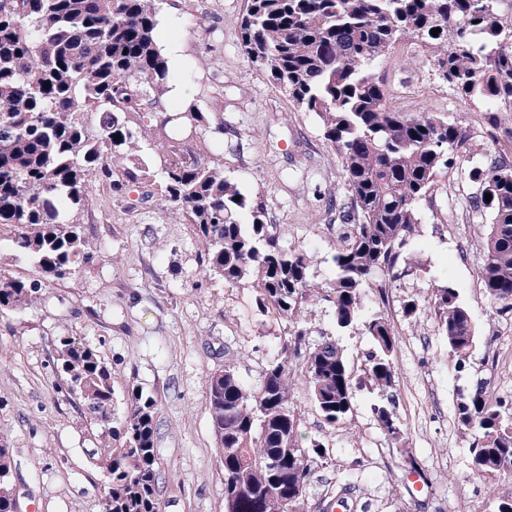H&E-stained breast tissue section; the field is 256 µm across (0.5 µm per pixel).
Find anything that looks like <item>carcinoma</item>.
I'll return each instance as SVG.
<instances>
[{
  "label": "carcinoma",
  "instance_id": "1",
  "mask_svg": "<svg viewBox=\"0 0 512 512\" xmlns=\"http://www.w3.org/2000/svg\"><path fill=\"white\" fill-rule=\"evenodd\" d=\"M440 29L437 35L431 30ZM415 38L461 99L494 103L489 124L512 118V0H246L240 38L251 63L297 109L323 121L350 197L351 231L333 255L326 285L311 275L306 251L283 247L248 199L200 146L172 125L201 129L194 105L155 112L152 95L170 77L159 53L156 0H0V227L36 260L46 278L64 280L93 258L83 227L59 221V210L83 209L90 182L155 186L194 225L206 268L224 282H247L257 306L289 324L288 340L248 388L236 365L208 379V406L224 467L226 512H305L313 466L323 444L302 442L291 401L296 368L325 421L345 424L357 389L375 392L380 429L403 431L394 411L396 333L382 314H365L374 275L397 280L409 269L402 254L414 234L418 204L465 151L455 123L389 106L373 63L404 37ZM154 131L174 159L159 183L139 161L141 128ZM477 207L491 216L479 279L500 315L512 313V168L496 162L476 171ZM491 194V201L484 199ZM37 282L0 275V310L36 302ZM327 302L340 329H360L374 349L360 373L336 342L306 343L304 306ZM448 348L463 371L478 336L455 288L431 297ZM57 361L69 393L104 427L94 454L108 479L103 512H158L157 402L138 388L127 394L124 440L114 443L112 375L89 345L60 339ZM460 424L476 431L469 447L474 474L493 481L483 512H512V398L479 380L456 393ZM9 449L0 445V506L16 504Z\"/></svg>",
  "mask_w": 512,
  "mask_h": 512
}]
</instances>
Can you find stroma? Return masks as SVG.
<instances>
[{"label": "stroma", "instance_id": "1", "mask_svg": "<svg viewBox=\"0 0 512 512\" xmlns=\"http://www.w3.org/2000/svg\"><path fill=\"white\" fill-rule=\"evenodd\" d=\"M246 0H158L159 17L177 25L182 59L172 68L185 99L205 112L198 140L249 199L264 206L281 243L315 258L318 282L332 279V255L349 231L344 174L320 118L299 111L257 71L240 44ZM375 62L387 94L402 93L398 110L458 123L467 150L419 204L420 222L406 248L409 272L395 281L378 276L368 310L383 312L397 334L396 413L403 437L380 430L367 389L356 393L350 424L329 426L304 376L292 385L293 404L307 440L328 448L307 490L306 512L336 484H349L364 512H481L489 479L470 469L475 434L462 427L458 388L483 379L512 395V315L498 316L479 279L489 222L474 210L480 194L471 171L512 152L503 129L487 121L488 104L458 98L436 66L418 67L426 49L409 40ZM75 220L88 231L97 258L70 279H45L37 263L17 255L9 230L0 231V273L41 281L34 306L0 311V442L11 454L18 512H102L108 492L93 454L102 426L69 396L57 367L56 344L72 336L90 344L112 374L115 419L127 392L139 388L157 401L161 512H225L224 468L208 410L207 377L234 355L241 380L258 386L288 329L261 311L253 288L207 272L192 225L158 198L137 188L113 192L93 181ZM456 289L479 339L465 373H456L428 301L435 288ZM419 310L408 316L404 300ZM308 344L331 339L352 367L373 343L361 331H338L329 304L303 313Z\"/></svg>", "mask_w": 512, "mask_h": 512}]
</instances>
